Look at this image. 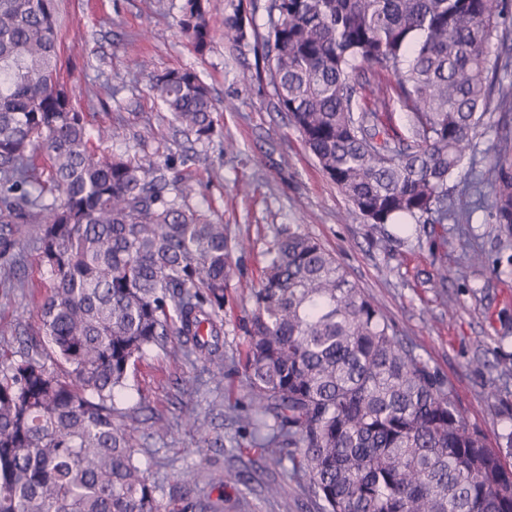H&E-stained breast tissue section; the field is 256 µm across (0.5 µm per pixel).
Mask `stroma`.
<instances>
[{
    "label": "stroma",
    "mask_w": 512,
    "mask_h": 512,
    "mask_svg": "<svg viewBox=\"0 0 512 512\" xmlns=\"http://www.w3.org/2000/svg\"><path fill=\"white\" fill-rule=\"evenodd\" d=\"M182 0H58L61 44L59 68L85 112L90 130L118 127L121 138L98 143L99 152L133 159L189 156L183 175L192 188L189 203L224 225L232 242L233 273L224 303V353L243 364V324L252 305L241 281L259 282L264 253L277 231L292 226L316 237L336 258L349 280L372 298L453 388L470 426L489 443L512 429L500 413L512 405V381L491 385L490 368L512 358V235L501 231L490 205L469 219L415 224L402 231L354 216L352 205L322 173L274 89L260 79L264 62L253 48L237 47L215 32L209 48L197 52L181 33ZM190 68L218 100L234 109L216 116L211 141L179 131L154 97L148 73ZM512 130V110L490 106L471 134L470 146L452 179L455 195L473 200L472 182L494 179L489 159L504 130ZM233 141L234 152L224 150ZM482 252L484 265L467 260ZM13 287H0V348L13 349L39 323V305L50 275L35 243L17 246ZM245 389L240 378L215 383L201 362L183 354L178 337L152 348L137 363L130 387L117 404L137 457L149 468L157 497L177 504L181 472L195 475L194 498L216 512H281L278 485L293 512H321V500L306 477L263 457L240 427L233 404ZM193 411L205 424L191 427Z\"/></svg>",
    "instance_id": "35a3bbf8"
}]
</instances>
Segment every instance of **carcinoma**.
<instances>
[{"label": "carcinoma", "instance_id": "1", "mask_svg": "<svg viewBox=\"0 0 512 512\" xmlns=\"http://www.w3.org/2000/svg\"><path fill=\"white\" fill-rule=\"evenodd\" d=\"M267 33L238 5L220 20L239 46L262 39L280 111L322 171L373 224H446L448 181L512 57L503 0H267ZM179 26L210 44V0H182ZM57 0H0V269L12 283L23 238L52 277L37 330L0 353V512H175L120 423L136 362L167 337L207 371L228 363V236L192 208L178 166L96 155L57 78ZM152 91L183 131L215 132L217 102L191 69ZM398 100L412 137L378 109ZM48 156L50 187L34 173ZM503 134L491 167L507 164ZM512 234V180L493 185ZM236 407L264 455L309 478L322 512H512V430L498 446L469 426L423 361L318 239L290 227L249 289Z\"/></svg>", "mask_w": 512, "mask_h": 512}]
</instances>
